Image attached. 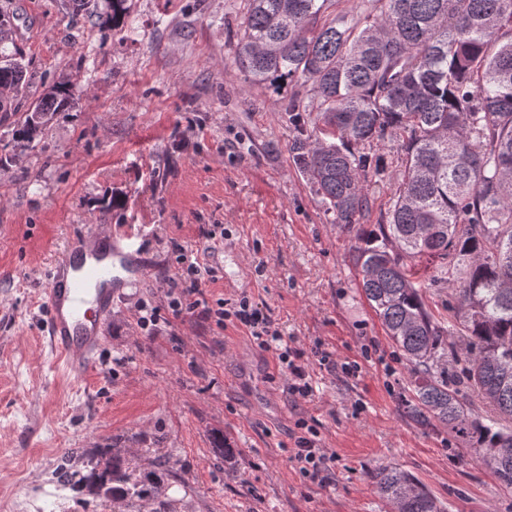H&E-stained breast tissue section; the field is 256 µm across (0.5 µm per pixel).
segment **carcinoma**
I'll use <instances>...</instances> for the list:
<instances>
[{
    "mask_svg": "<svg viewBox=\"0 0 512 512\" xmlns=\"http://www.w3.org/2000/svg\"><path fill=\"white\" fill-rule=\"evenodd\" d=\"M332 0H241L234 64L251 85L309 84L316 115L297 96L285 111L297 130L293 162L336 224L369 212V177L396 185L392 205L353 247L359 286L409 364L407 413L437 422L512 487V0H362L359 12L324 18ZM128 0H108L99 35L132 28ZM17 51H0V88L12 112L27 84ZM50 85L16 122L26 147L48 115L68 107ZM396 137L388 169L374 146ZM456 291L458 336L429 310L422 289ZM467 354L465 380L494 410L483 422L448 384L444 361ZM89 479L112 496L162 494L114 456ZM379 492L400 512H443L407 472L380 467Z\"/></svg>",
    "mask_w": 512,
    "mask_h": 512,
    "instance_id": "1",
    "label": "carcinoma"
}]
</instances>
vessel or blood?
Returning a JSON list of instances; mask_svg holds the SVG:
<instances>
[{"label": "vessel or blood", "instance_id": "obj_1", "mask_svg": "<svg viewBox=\"0 0 512 512\" xmlns=\"http://www.w3.org/2000/svg\"><path fill=\"white\" fill-rule=\"evenodd\" d=\"M128 235L89 228L67 243L50 266L43 303L59 365L91 368L121 288L141 277Z\"/></svg>", "mask_w": 512, "mask_h": 512}]
</instances>
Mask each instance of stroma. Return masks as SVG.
<instances>
[{
    "label": "stroma",
    "mask_w": 512,
    "mask_h": 512,
    "mask_svg": "<svg viewBox=\"0 0 512 512\" xmlns=\"http://www.w3.org/2000/svg\"><path fill=\"white\" fill-rule=\"evenodd\" d=\"M134 31L100 40L71 0H0L31 77L72 93L35 147L0 122V512H158L85 483L89 460L154 470L170 512H394L370 477L411 473L446 512H512V487L442 426L403 407L408 368L363 296L356 231L336 224L294 166L291 93L233 64L237 0H129ZM92 224L133 235L147 272L121 289L95 366L56 364L41 305L65 242ZM209 250L207 301L248 296L310 350L311 400L293 402L249 335L171 319L173 243ZM159 312L153 333L138 310ZM356 375L330 373L314 349ZM336 456L329 483L289 460L295 420ZM231 448L219 459L217 445Z\"/></svg>",
    "instance_id": "obj_1"
}]
</instances>
